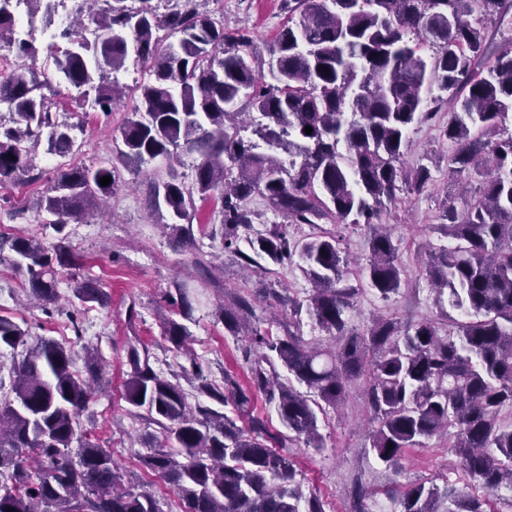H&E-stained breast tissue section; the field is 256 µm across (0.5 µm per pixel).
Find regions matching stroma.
I'll return each instance as SVG.
<instances>
[{"label":"stroma","instance_id":"35a3bbf8","mask_svg":"<svg viewBox=\"0 0 512 512\" xmlns=\"http://www.w3.org/2000/svg\"><path fill=\"white\" fill-rule=\"evenodd\" d=\"M197 8L216 24L229 23L244 29L260 53L261 63L269 62L268 49L286 21L280 0H197ZM147 77L143 65L127 62L125 71L118 75L125 95L108 114L87 104L78 105V92L70 85L57 87L50 97L52 112L59 119L81 124L83 130L77 133L76 145L66 156L39 151L35 159L41 173L38 180L0 185V233L23 232L47 243L54 241L55 233L48 226L46 215L37 211L48 181L70 167L95 166L111 159L115 138L137 105L138 86ZM448 119V111H440L436 120L414 126L408 133L403 148L406 161L412 163L427 155L437 164L423 192L403 196L382 217L400 243L404 282L387 301L369 288H361L348 314L353 327L364 328L379 316L405 322L436 320L446 310L452 318L460 316L449 303L438 302L423 270L427 250L446 243L433 231L445 199H452L460 209L466 200L457 180L448 174L451 146L440 135ZM194 165V156L182 152L173 160L159 157L139 168L121 170L122 189L102 206L91 209L82 222L70 224V243L82 262L80 273L108 293V306L81 305L72 293L70 280L64 276L58 284V309L44 312L25 301L27 274L0 264V316L11 318L32 336L66 343L78 341L83 347L97 349L105 383L89 401L82 417L83 427L111 451L124 483L152 493L163 512H180L178 499L165 482L141 467L140 458L146 453L145 435L160 439L164 433L123 396V383L130 370V345H146L153 369L162 377L178 378L189 407L207 406L233 418L237 415L233 403L221 404L199 393L197 381L181 376V369L195 361L213 384L223 385L228 374L239 383H246L247 341L225 329L220 315L222 305L232 306L238 298H246L261 329L282 337L288 332V310L268 297L267 289H276L302 302L312 290L297 266L268 261L251 266L225 251L221 204L214 198L196 201L193 239L186 247L175 246L148 202L149 185L152 180L166 177L171 169L185 184H192ZM183 289L193 300V311L185 321L190 332L189 351L185 354L165 340L162 326L163 317L175 312L171 299ZM370 421L367 383L365 379H355L347 386L340 410L328 408L318 415L324 439L321 449L296 441L287 445L286 452L300 473L304 491L316 493L326 512H398L393 494L411 485L432 482L457 490L466 487L468 479L452 448L453 435L434 437L424 440L422 446L404 449L398 467L391 468L370 450ZM358 486L366 492L359 504L354 501Z\"/></svg>","mask_w":512,"mask_h":512}]
</instances>
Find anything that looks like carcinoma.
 I'll use <instances>...</instances> for the list:
<instances>
[{"label":"carcinoma","mask_w":512,"mask_h":512,"mask_svg":"<svg viewBox=\"0 0 512 512\" xmlns=\"http://www.w3.org/2000/svg\"><path fill=\"white\" fill-rule=\"evenodd\" d=\"M167 2L160 14L153 0H82L72 26L59 32L63 45L50 53L53 69L0 73V104L13 116L11 125L0 123L1 184L34 172L38 145L60 156L76 145L78 125L51 112L46 92L55 85L64 81L110 112L121 98L115 73L128 58L148 65L150 76L112 159L64 171L41 196L39 209L54 217L49 226L58 241L48 247L25 234L1 235L0 262L26 268L30 297L54 302L60 271L79 267L65 229L120 190L119 167L178 149L197 155L191 186L174 170L151 183L154 210L175 219L166 223L174 241L189 240L190 228L178 221H192L195 198L218 197L224 249L249 262L296 264L313 289L306 304L288 298V309L296 318L307 313L330 337L325 346L291 332L275 338L223 308L224 328L276 353L288 372L281 381L263 353L250 365L251 386L275 403L288 440L323 447L313 405L336 407L347 384L366 376L376 458L395 467L404 449L452 429L472 482L463 493L415 484L398 493L399 512H440L445 500L447 512H491L490 496L512 490V421L503 418L512 409V132L503 127L512 111V48L485 71L479 61L483 21L503 14L507 0H281L287 21L266 72L240 28L216 26L195 0ZM22 6L29 16L55 12L54 0H0V44H13ZM161 27L177 43H162ZM427 44L430 58L421 53ZM444 105L452 112L441 128L452 144L448 170L478 185L464 210L443 208L435 230L452 245L427 252L425 273L472 319L456 324L454 335L428 318L377 319L355 331L346 313L359 287L345 284L342 237L319 222L370 226L402 192L422 189L430 168L405 165L402 148L409 130ZM243 123L252 138L241 136ZM105 176L107 186L100 184ZM255 195L288 223L251 236L256 213L248 200ZM290 224L312 232L292 237ZM242 240L252 254L240 250ZM402 275L391 235L373 236L357 280L387 300ZM73 282L81 303L108 304L94 280ZM163 328L175 349H187L184 324L169 317ZM27 337L0 316V347L25 349L12 368L13 398L0 401V512H162L151 493L123 485L112 455L83 431L80 417L102 379L95 350L85 348L84 379L73 370V347ZM128 363L127 403L164 430L141 466L170 486L182 512H324L318 496L302 493L294 464L274 449L279 437L251 415L250 392L234 379L226 375L216 388L192 363L199 389L222 403L233 398L247 428L207 408L189 411L179 383L156 374L148 350L130 348Z\"/></svg>","instance_id":"carcinoma-1"}]
</instances>
